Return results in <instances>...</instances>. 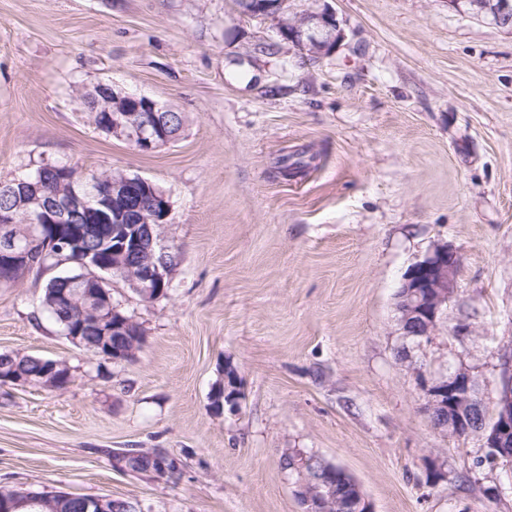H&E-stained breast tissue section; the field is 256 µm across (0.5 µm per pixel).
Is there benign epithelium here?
I'll return each instance as SVG.
<instances>
[{
	"instance_id": "benign-epithelium-1",
	"label": "benign epithelium",
	"mask_w": 512,
	"mask_h": 512,
	"mask_svg": "<svg viewBox=\"0 0 512 512\" xmlns=\"http://www.w3.org/2000/svg\"><path fill=\"white\" fill-rule=\"evenodd\" d=\"M317 6L299 14L288 8V0H276L266 15L275 22L277 34L309 56H326L343 38L336 12L322 0ZM460 11L487 15L500 22L503 11L492 0H448ZM99 92L112 96V102L123 110L112 115L105 130L112 138L124 141L141 153H152L171 144L163 113L169 108L159 102L127 93L101 82ZM141 186L152 201V215H145L141 205L128 201V189ZM0 193L10 203L0 205V271L5 267L35 269L45 251L60 245L79 258L84 278L91 287L83 292L90 305L82 309L79 318H67L64 334L74 345L88 347L82 336L83 328L94 324L101 328L102 337L95 343L94 354L114 362L123 361L139 348L142 337L130 339L127 347H112L114 334L135 333L133 321L112 305V291L105 288L107 277L120 276L146 301L167 293L171 267L156 260V253L167 251L162 244L163 226L171 211L166 192L141 177H125L112 182L108 190L92 197L72 194L60 201L49 199L33 212L38 238L25 244L10 232L15 227L16 209L26 199L11 183L0 185ZM96 225L99 245L89 242L88 225ZM460 268L458 252L446 243H437L430 253L414 263L404 274L401 287L405 289L400 305L398 325L405 337L430 340L435 335L439 319L457 291ZM501 389L495 402L491 421H486L484 403L476 392L470 370L461 366L450 375L421 378L426 396L425 410L429 419L441 416V427L457 438L479 435L483 449L495 459L512 455V349L501 354ZM34 384L45 388L51 383L19 376L16 369L0 364V384ZM295 493L304 512H373V505L362 489L352 498L342 501L336 497L333 474L327 472L313 481L299 477ZM0 501L8 503L9 512L30 507L32 502L10 490H0ZM81 512H140L138 504L116 498L90 497L78 500Z\"/></svg>"
}]
</instances>
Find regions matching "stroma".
<instances>
[{
	"label": "stroma",
	"mask_w": 512,
	"mask_h": 512,
	"mask_svg": "<svg viewBox=\"0 0 512 512\" xmlns=\"http://www.w3.org/2000/svg\"><path fill=\"white\" fill-rule=\"evenodd\" d=\"M344 37L313 61L235 0H0V182L47 162L145 177L171 201L165 296L113 278L132 359L74 346L41 306L51 271L0 286V354L68 364L59 390L0 385V487L120 498L141 512H302L283 449L344 468L375 512H512L480 436L424 411L420 376L466 367L485 405L512 337V31L448 0H328ZM112 81L186 118L143 154L89 121ZM316 157L283 179L284 154ZM461 257L432 340L395 294L433 244ZM238 410L214 413L225 364ZM164 448L171 477L114 467ZM448 479L429 483L430 456ZM502 485L501 499L485 491Z\"/></svg>",
	"instance_id": "stroma-1"
}]
</instances>
